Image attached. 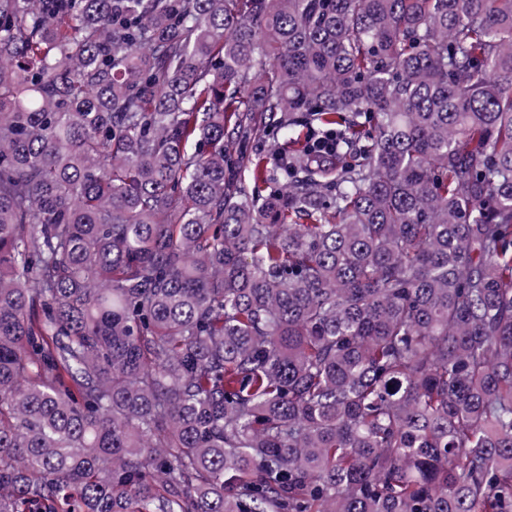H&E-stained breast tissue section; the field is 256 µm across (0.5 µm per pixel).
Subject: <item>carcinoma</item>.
<instances>
[{"mask_svg":"<svg viewBox=\"0 0 512 512\" xmlns=\"http://www.w3.org/2000/svg\"><path fill=\"white\" fill-rule=\"evenodd\" d=\"M0 512H512V0H0ZM273 138L276 140L278 138L279 143L282 145L284 150H288L289 143L293 141V139H299V131L290 132L288 137L283 136L281 134H278V136H276L275 132L263 134L262 137L257 138L248 145L247 153L250 155H255V157H258V155L268 157L267 152Z\"/></svg>","mask_w":512,"mask_h":512,"instance_id":"carcinoma-1","label":"carcinoma"}]
</instances>
